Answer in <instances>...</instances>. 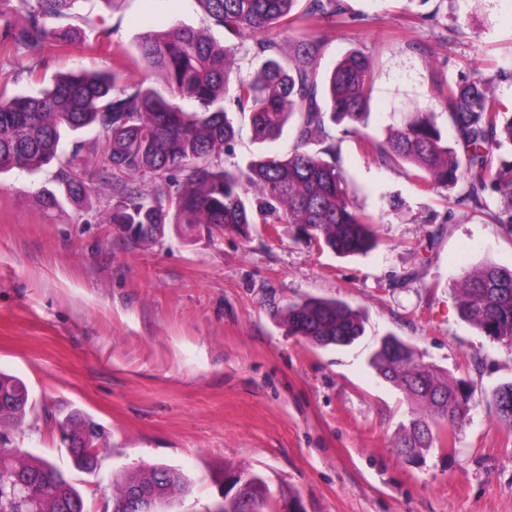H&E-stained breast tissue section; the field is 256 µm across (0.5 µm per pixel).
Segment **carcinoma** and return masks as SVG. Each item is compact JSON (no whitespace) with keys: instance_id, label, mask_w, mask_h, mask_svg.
I'll return each instance as SVG.
<instances>
[{"instance_id":"carcinoma-1","label":"carcinoma","mask_w":512,"mask_h":512,"mask_svg":"<svg viewBox=\"0 0 512 512\" xmlns=\"http://www.w3.org/2000/svg\"><path fill=\"white\" fill-rule=\"evenodd\" d=\"M79 0H0V41L39 56L62 48L71 31L63 20ZM212 23L236 43L226 46L192 28L176 26L150 34L139 45L149 76L130 81L112 73L63 74L41 86L34 69L33 93L8 90L0 79V174L12 170L37 174L56 166L53 187L38 189L42 208L55 211L62 201L81 204L92 182L101 178L112 189V205L99 213L100 224H136L135 241H158L167 225L207 232L212 239L233 231L246 235L255 224H292L299 237L320 250L342 256L366 254L377 247L372 220L352 203L338 166L343 139L356 138L382 157L410 166L408 175L421 188H459L454 204L460 214L447 218L486 217L512 232V110L491 90L492 80L474 71L448 86L446 126L434 112L417 110L401 117L380 142L362 131L368 125L374 80L372 59L353 52L322 77V40L314 27L345 13L344 0H198ZM22 14V20L14 16ZM266 57L252 76L238 60ZM231 95H226L228 89ZM248 120L252 139L277 141L292 125L293 145L261 153L241 167L226 161L238 136L230 115ZM343 126L336 135L335 126ZM92 128L96 140L73 147L64 156L69 131ZM453 136L455 146L448 145ZM318 142V152L308 145ZM102 147L100 167L76 163L83 151ZM462 317L489 338L512 336V269L485 263L464 270L458 282ZM288 333L320 347H345L365 333L361 312L337 300L306 298L281 314ZM370 365L399 388L417 409L398 444L408 462L434 447L447 425H457L462 404L474 398L468 381L448 382L423 365L413 349L395 336L380 339ZM492 401L498 421L512 428V414ZM22 394L21 404L0 403V425L19 421L29 405L26 384L0 373V392ZM105 430L77 410L59 429L80 438L85 421ZM250 480L252 500L224 497L222 512H274L271 493L258 475L224 468V478ZM32 496L14 493L16 480ZM158 490L161 510L173 512L175 494L190 490V480L165 464L126 471L112 496L113 512H128L129 491ZM0 512H84L82 496L70 479L46 459L21 460L0 455Z\"/></svg>"}]
</instances>
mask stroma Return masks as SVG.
Segmentation results:
<instances>
[{"instance_id": "stroma-1", "label": "stroma", "mask_w": 512, "mask_h": 512, "mask_svg": "<svg viewBox=\"0 0 512 512\" xmlns=\"http://www.w3.org/2000/svg\"><path fill=\"white\" fill-rule=\"evenodd\" d=\"M347 11L316 29L322 65L372 56L367 132L384 140L405 112H442L432 81L472 70L492 77L512 106V0H345ZM62 49L33 56L0 43V76L29 91L27 68L45 79L81 68L141 79L139 41L176 25L212 27L197 0H79ZM339 166L354 205L373 216L378 247L340 257L251 227L186 238L168 229L130 243L95 217L111 204L97 180L84 204L48 214L35 193L48 173L0 175V372L24 381L30 404L11 445L53 462L80 492L86 512H112L129 467L163 463L191 481L175 512H206L228 465L259 474L278 512H512V428L492 394L512 381V345L489 339L460 315L464 267L512 269V235L474 218L444 221V192L421 191L403 166L341 144ZM446 232L426 252L431 231ZM336 298L366 314L353 345L317 349L289 335L278 312L305 296ZM392 334L448 380L475 389L461 428L413 464L396 453L411 404L367 364ZM106 431L99 467L79 469L56 426L71 409Z\"/></svg>"}]
</instances>
